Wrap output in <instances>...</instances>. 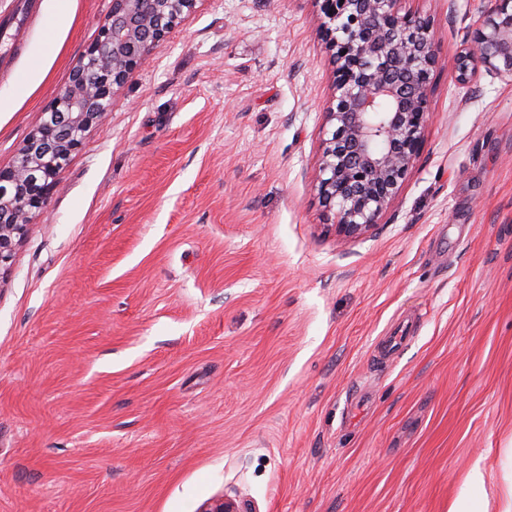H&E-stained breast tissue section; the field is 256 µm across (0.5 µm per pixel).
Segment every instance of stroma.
I'll return each mask as SVG.
<instances>
[{
	"label": "stroma",
	"mask_w": 512,
	"mask_h": 512,
	"mask_svg": "<svg viewBox=\"0 0 512 512\" xmlns=\"http://www.w3.org/2000/svg\"><path fill=\"white\" fill-rule=\"evenodd\" d=\"M33 2L0 59V169L112 7L72 0L52 31ZM489 7L402 0L438 57L424 146L345 241L314 189L334 75L313 0H198L0 271V512H501L512 82L453 77ZM401 314L419 328L377 365Z\"/></svg>",
	"instance_id": "1"
}]
</instances>
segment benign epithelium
<instances>
[{"label": "benign epithelium", "instance_id": "7a95c632", "mask_svg": "<svg viewBox=\"0 0 512 512\" xmlns=\"http://www.w3.org/2000/svg\"><path fill=\"white\" fill-rule=\"evenodd\" d=\"M196 2L112 0L69 84L44 109L13 165L0 169V267L13 261L30 214L45 208L86 131L105 118L114 89L147 63ZM314 2L335 67V104L325 112L315 189L334 213L337 235L358 238L378 224L419 158L438 57L430 21L401 12V0ZM481 73L512 82V0H494L460 51L455 80L465 85ZM200 512L243 510L225 497Z\"/></svg>", "mask_w": 512, "mask_h": 512}]
</instances>
